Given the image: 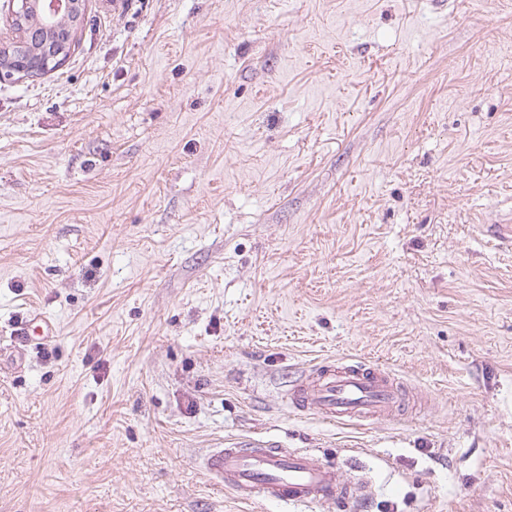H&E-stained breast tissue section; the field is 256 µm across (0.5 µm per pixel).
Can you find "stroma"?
Segmentation results:
<instances>
[{"mask_svg":"<svg viewBox=\"0 0 512 512\" xmlns=\"http://www.w3.org/2000/svg\"><path fill=\"white\" fill-rule=\"evenodd\" d=\"M83 3L0 82V512H285L247 436L371 486L298 512H512V0ZM325 358L427 405L296 410ZM215 486L241 500L261 496L302 507L324 501L342 503L358 497L336 468L305 448H284L274 439H226L198 461Z\"/></svg>","mask_w":512,"mask_h":512,"instance_id":"1","label":"stroma"}]
</instances>
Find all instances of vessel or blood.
<instances>
[{"label":"vessel or blood","instance_id":"b4317fda","mask_svg":"<svg viewBox=\"0 0 512 512\" xmlns=\"http://www.w3.org/2000/svg\"><path fill=\"white\" fill-rule=\"evenodd\" d=\"M403 388L389 371L363 361L325 360L296 386L294 406L323 419L392 422L399 416ZM211 482L241 500L261 496L290 506L355 500L336 468L305 448H286L265 437L230 438L198 461Z\"/></svg>","mask_w":512,"mask_h":512}]
</instances>
